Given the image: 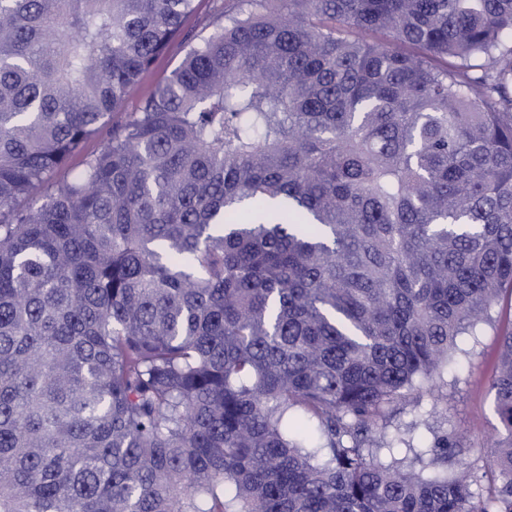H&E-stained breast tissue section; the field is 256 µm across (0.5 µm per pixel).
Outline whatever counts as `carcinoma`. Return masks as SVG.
<instances>
[{
  "label": "carcinoma",
  "instance_id": "carcinoma-1",
  "mask_svg": "<svg viewBox=\"0 0 512 512\" xmlns=\"http://www.w3.org/2000/svg\"><path fill=\"white\" fill-rule=\"evenodd\" d=\"M194 2L0 0V512H512V329L488 496L364 447L512 292V0H234L108 124ZM106 131L107 130L104 129V130H101V131L91 135L86 140V142L84 143L81 150L78 153H76L74 156H72L68 160V162L57 172L54 179L55 180L62 179L64 176H66V174L68 173L69 170L71 172H75L78 169H80L84 159L88 155L95 153L99 149L101 141L106 136Z\"/></svg>",
  "mask_w": 512,
  "mask_h": 512
}]
</instances>
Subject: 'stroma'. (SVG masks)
<instances>
[{"label":"stroma","mask_w":512,"mask_h":512,"mask_svg":"<svg viewBox=\"0 0 512 512\" xmlns=\"http://www.w3.org/2000/svg\"><path fill=\"white\" fill-rule=\"evenodd\" d=\"M185 50V44L174 43L155 61L131 88L125 111L136 109L175 69ZM511 324L512 298L506 296L492 309L488 321L459 336L448 368L435 385L417 386L385 408L384 434H401L421 449L437 439L454 437L469 460H480L499 425L489 380L498 363L500 332Z\"/></svg>","instance_id":"35a3bbf8"}]
</instances>
